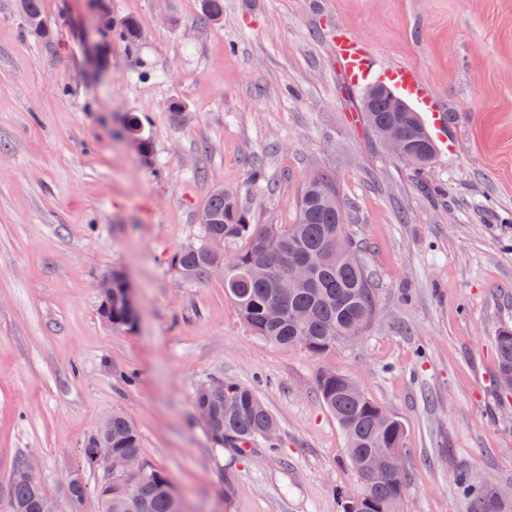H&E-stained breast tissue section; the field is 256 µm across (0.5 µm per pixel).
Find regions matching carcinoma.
<instances>
[{"instance_id": "1", "label": "carcinoma", "mask_w": 512, "mask_h": 512, "mask_svg": "<svg viewBox=\"0 0 512 512\" xmlns=\"http://www.w3.org/2000/svg\"><path fill=\"white\" fill-rule=\"evenodd\" d=\"M26 31L47 34L40 0H21ZM206 22L224 13V0H202ZM123 42H134L139 23L128 18L115 27ZM369 129L381 136L380 127L399 121L400 113L385 111L378 102L374 111L364 112ZM403 133L411 141L416 161L422 169L434 157V141L418 123L405 124ZM344 207L334 179L326 174L302 186L293 224H250L238 198L231 191L210 194L203 211L204 240L178 250L171 265L197 278L224 256V245L241 243L224 267V288L232 298L241 321L252 335L284 348L300 346L311 354L322 355L343 341L361 334L376 312L372 274L350 241ZM301 260L311 267L309 280L302 285L288 283V266ZM112 326L132 324L123 296L125 282L119 270H112ZM498 375L512 374V328L501 329L495 339ZM349 378L330 370L316 375L322 404L336 419L345 440V458L356 472L361 494L344 501L353 512H400L406 497L402 488L406 476L393 466L368 478L363 459L376 448L407 450L404 427L394 416L382 421L383 408L366 395H353ZM195 406L207 408L218 430L220 446L240 450L267 441L266 427L274 417L254 388L226 382L217 391L210 385L197 389ZM100 444L114 454H141L140 436L133 421L124 413L112 412L99 425L89 446ZM25 457L15 459L5 490L14 508L11 512H42V494L31 489L20 476ZM459 493L468 500L471 512H498L497 493L479 484L470 471L455 475ZM169 478L158 468L147 466L143 475L129 484L123 479L106 482L96 492L99 512H179L169 492Z\"/></svg>"}]
</instances>
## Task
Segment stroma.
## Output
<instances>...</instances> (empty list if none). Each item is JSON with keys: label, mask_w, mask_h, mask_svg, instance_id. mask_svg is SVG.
<instances>
[{"label": "stroma", "mask_w": 512, "mask_h": 512, "mask_svg": "<svg viewBox=\"0 0 512 512\" xmlns=\"http://www.w3.org/2000/svg\"><path fill=\"white\" fill-rule=\"evenodd\" d=\"M51 37L0 0V485L33 456L58 512L65 480L107 478L83 450L115 411L184 512H342L360 482L315 375H348L402 423V512H469L457 470L489 472L512 512V401L494 339L512 327V0H104L138 20L135 47L88 0H40ZM365 41L369 82L347 84L337 29ZM399 67L427 85L439 146L421 174L370 132L369 83ZM186 120H176L173 105ZM140 119L148 150L122 128ZM262 164L267 184L248 181ZM330 174L376 284L362 336L316 356L253 336L217 276L181 279L216 186L252 224L293 223L302 185ZM124 269L138 318H99V279ZM253 387L275 449L215 447L200 384Z\"/></svg>", "instance_id": "obj_1"}]
</instances>
